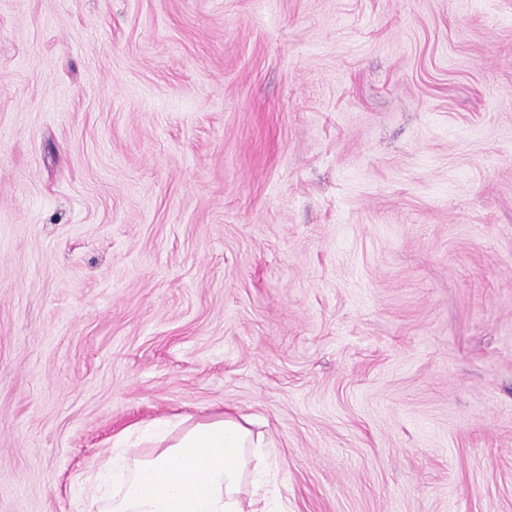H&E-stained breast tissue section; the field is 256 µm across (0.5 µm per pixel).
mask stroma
<instances>
[{"label": "stroma", "mask_w": 512, "mask_h": 512, "mask_svg": "<svg viewBox=\"0 0 512 512\" xmlns=\"http://www.w3.org/2000/svg\"><path fill=\"white\" fill-rule=\"evenodd\" d=\"M216 409L289 512H512V0H0V512Z\"/></svg>", "instance_id": "stroma-1"}]
</instances>
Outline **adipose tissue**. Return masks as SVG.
<instances>
[{"label": "adipose tissue", "instance_id": "adipose-tissue-1", "mask_svg": "<svg viewBox=\"0 0 512 512\" xmlns=\"http://www.w3.org/2000/svg\"><path fill=\"white\" fill-rule=\"evenodd\" d=\"M78 512H288L279 465L247 416L134 425L77 482Z\"/></svg>", "mask_w": 512, "mask_h": 512}]
</instances>
